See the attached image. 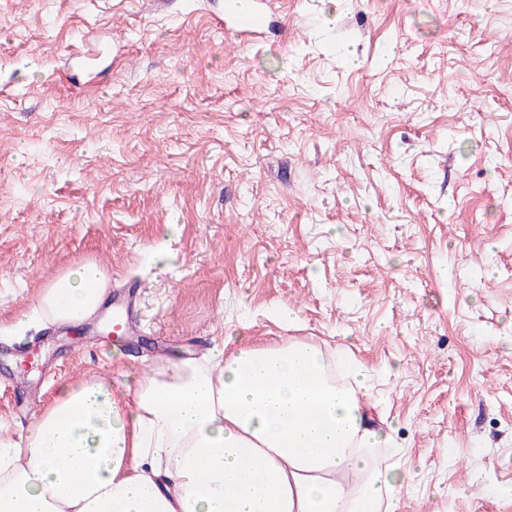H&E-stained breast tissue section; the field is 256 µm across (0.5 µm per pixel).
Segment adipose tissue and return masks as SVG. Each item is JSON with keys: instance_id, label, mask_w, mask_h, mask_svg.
I'll return each mask as SVG.
<instances>
[{"instance_id": "1", "label": "adipose tissue", "mask_w": 512, "mask_h": 512, "mask_svg": "<svg viewBox=\"0 0 512 512\" xmlns=\"http://www.w3.org/2000/svg\"><path fill=\"white\" fill-rule=\"evenodd\" d=\"M110 287L96 260L57 275L14 340L84 322ZM369 392L347 348L291 338L76 378L27 426L0 420V512H392L420 470L376 464Z\"/></svg>"}]
</instances>
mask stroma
Segmentation results:
<instances>
[{
	"instance_id": "obj_1",
	"label": "stroma",
	"mask_w": 512,
	"mask_h": 512,
	"mask_svg": "<svg viewBox=\"0 0 512 512\" xmlns=\"http://www.w3.org/2000/svg\"><path fill=\"white\" fill-rule=\"evenodd\" d=\"M223 2L0 0V419L230 333L345 345L376 463L423 467L396 512H512V0H275L259 47ZM84 258L144 281L139 335L23 370L3 333Z\"/></svg>"
}]
</instances>
